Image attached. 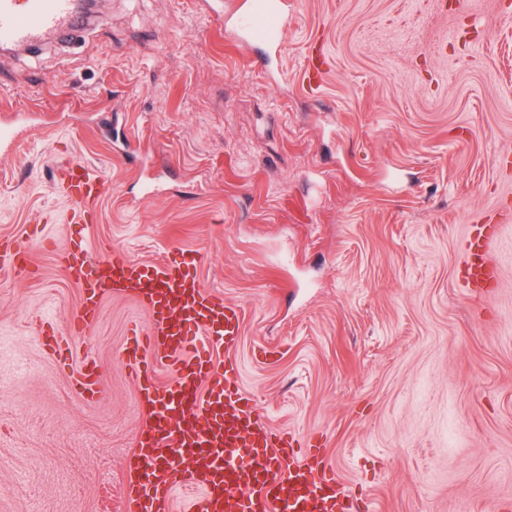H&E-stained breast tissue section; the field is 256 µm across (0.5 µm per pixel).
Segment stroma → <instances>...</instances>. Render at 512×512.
Returning <instances> with one entry per match:
<instances>
[{
    "mask_svg": "<svg viewBox=\"0 0 512 512\" xmlns=\"http://www.w3.org/2000/svg\"><path fill=\"white\" fill-rule=\"evenodd\" d=\"M100 12L68 45L0 52V122L30 124L0 157V239L31 244L26 274L0 271V512H125L149 414L121 350L149 315L109 295L71 335L73 239L203 254L202 286L244 310L245 391L362 512H512V0H292L262 68L195 0ZM313 33L334 58L315 98ZM65 156L111 180L93 223L64 221ZM488 216L501 274L475 296L462 243ZM78 374L76 381L80 393L88 400H98L101 392L98 388L94 364L92 362L85 363Z\"/></svg>",
    "mask_w": 512,
    "mask_h": 512,
    "instance_id": "obj_1",
    "label": "stroma"
}]
</instances>
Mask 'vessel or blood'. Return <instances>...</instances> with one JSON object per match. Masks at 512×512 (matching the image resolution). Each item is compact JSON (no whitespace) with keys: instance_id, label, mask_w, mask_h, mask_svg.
<instances>
[{"instance_id":"obj_1","label":"vessel or blood","mask_w":512,"mask_h":512,"mask_svg":"<svg viewBox=\"0 0 512 512\" xmlns=\"http://www.w3.org/2000/svg\"><path fill=\"white\" fill-rule=\"evenodd\" d=\"M199 7L238 43L261 45L269 58L280 55L288 0H200ZM78 18L77 0H0V43L36 44L72 29ZM327 68L320 41L312 40L307 83L320 85ZM27 132L21 122L0 127V155L12 153ZM56 186L79 203L71 223L87 224L110 181L69 161L57 167ZM495 235V225L484 224L468 242L464 266L475 287L498 282L491 254ZM201 263L196 252L155 264L118 249L92 261L80 241L64 260L68 275L85 290L72 315V335L88 331L95 300L108 291L135 298L150 314V326L134 329L123 357L151 405L134 455L128 512H172V492L179 486L201 490L192 512H348L350 495L335 473L320 468L317 456L299 457L294 437L272 428L241 388L232 354L241 341L242 308L203 289ZM218 349L226 353L220 380L214 376ZM156 363L172 368L162 387L152 371ZM77 385L84 398L99 399L93 363L83 365Z\"/></svg>"}]
</instances>
